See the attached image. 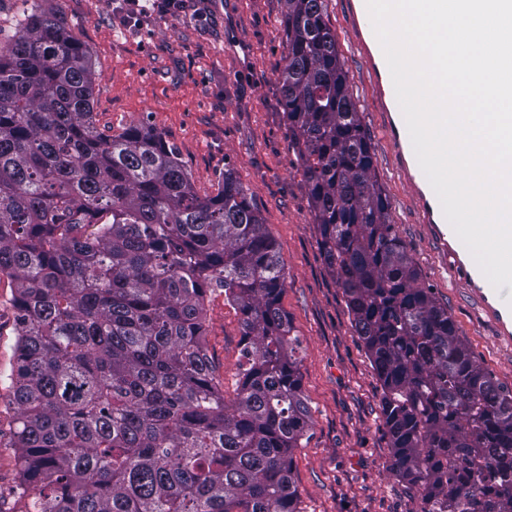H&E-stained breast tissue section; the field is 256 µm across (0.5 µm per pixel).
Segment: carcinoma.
Listing matches in <instances>:
<instances>
[{
	"label": "carcinoma",
	"instance_id": "carcinoma-1",
	"mask_svg": "<svg viewBox=\"0 0 512 512\" xmlns=\"http://www.w3.org/2000/svg\"><path fill=\"white\" fill-rule=\"evenodd\" d=\"M0 41V275L26 512H302L312 421L277 245L234 172L200 196L177 148L107 134L91 49L28 6ZM281 105L326 263L382 386L392 472L419 512H512V389L474 358L390 224L327 0H280ZM240 315L226 402L205 299Z\"/></svg>",
	"mask_w": 512,
	"mask_h": 512
}]
</instances>
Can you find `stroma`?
I'll return each instance as SVG.
<instances>
[{
  "label": "stroma",
  "instance_id": "obj_1",
  "mask_svg": "<svg viewBox=\"0 0 512 512\" xmlns=\"http://www.w3.org/2000/svg\"><path fill=\"white\" fill-rule=\"evenodd\" d=\"M349 0H328L330 25L363 127L374 179L408 245L421 282L447 308L473 356L512 388V343L501 341L477 299L455 280L383 133L384 114L350 33ZM68 30L91 48L99 126L149 124L174 144L199 194L232 168L276 241L288 285L281 298L301 346L302 390L313 423L296 449L293 479L304 512H418L417 495L390 470L379 418L381 385L360 345L346 298L327 267L301 164L280 104L287 48L279 0H185L181 11L124 21L118 0H51ZM14 283L0 276V512H23L15 488L17 407L9 375L16 346ZM207 353L226 399L241 378L240 320L208 294Z\"/></svg>",
  "mask_w": 512,
  "mask_h": 512
}]
</instances>
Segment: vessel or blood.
Returning <instances> with one entry per match:
<instances>
[{
  "mask_svg": "<svg viewBox=\"0 0 512 512\" xmlns=\"http://www.w3.org/2000/svg\"><path fill=\"white\" fill-rule=\"evenodd\" d=\"M351 20L353 40L362 50L364 63L372 76L375 95L383 111L388 114L385 135L396 146L410 145L411 139L396 98L384 51L381 46H373L369 43L374 30L365 0H355ZM400 170L412 189L414 201L419 207L425 223H445L446 218L440 201L421 167H410L408 161L404 160L400 163ZM444 247L454 259V273L464 276L473 286L483 310L496 322L502 340L511 341L512 307L502 304L500 291L496 290L481 272L456 233H449Z\"/></svg>",
  "mask_w": 512,
  "mask_h": 512,
  "instance_id": "vessel-or-blood-1",
  "label": "vessel or blood"
}]
</instances>
